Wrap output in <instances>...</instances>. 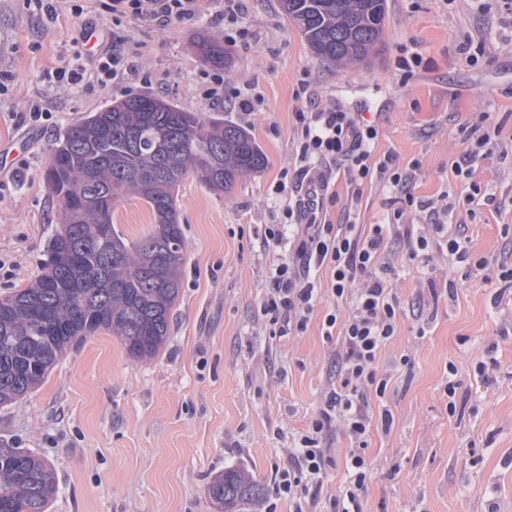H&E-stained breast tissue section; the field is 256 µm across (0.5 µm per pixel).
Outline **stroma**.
I'll return each instance as SVG.
<instances>
[{
    "label": "stroma",
    "instance_id": "1",
    "mask_svg": "<svg viewBox=\"0 0 512 512\" xmlns=\"http://www.w3.org/2000/svg\"><path fill=\"white\" fill-rule=\"evenodd\" d=\"M55 0L47 15L34 0H0V297L41 275L45 250L59 229L62 204L44 180L50 150L72 122L127 97L153 94L187 112L221 118L248 130L268 163L217 194L187 176L177 190L186 262L170 337L158 355L131 359L117 337L102 332L69 351L21 401L0 407V448L32 449L48 462L58 491L49 512H212L211 479L240 469L263 484L245 512H295L276 496L279 468L310 426L336 380L335 341L325 317L346 312L319 271L322 292L296 336H274L260 306L271 261L260 244L265 225L284 223L285 196L275 185L295 170V113L332 105L376 124L377 153L393 152L416 166L415 199L446 205L470 182L488 194L475 217L450 224L486 269L410 260L413 235L429 219L403 218L411 238L388 245L389 287L400 316L378 370L390 374L370 413L389 410V428L371 424L370 463L361 493L364 512H512V306L495 304L498 265L512 245V15L479 0H386L385 47L365 65L317 60L278 0H240L253 31L247 44L225 43L219 70L196 55L206 32L223 41L224 0L206 15L162 25L129 18L113 26L100 0ZM125 40L132 74L108 84L85 73L79 85L52 80L58 68L89 63ZM422 58L412 75L397 68L404 52ZM223 78L218 98L204 97L211 76ZM308 94H301V85ZM256 100L244 114V97ZM39 106L53 122L21 126L18 112ZM500 142L481 159L471 181L454 161L463 135L482 116ZM327 203L331 223L384 224L399 203L382 185L347 196L348 171L332 166ZM112 221L125 238L145 236L152 222L135 195L120 197ZM453 295H446V287ZM493 361L486 373L480 362ZM456 390H449V382ZM332 457L311 512H331L348 486L353 443L341 426L322 438Z\"/></svg>",
    "mask_w": 512,
    "mask_h": 512
}]
</instances>
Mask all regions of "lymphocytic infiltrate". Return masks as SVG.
<instances>
[{"label": "lymphocytic infiltrate", "mask_w": 512, "mask_h": 512, "mask_svg": "<svg viewBox=\"0 0 512 512\" xmlns=\"http://www.w3.org/2000/svg\"><path fill=\"white\" fill-rule=\"evenodd\" d=\"M105 11L112 16L113 25L123 19L136 17L167 23L190 19L203 14L211 0H101ZM299 166L293 176L280 178L275 190L288 195L284 209L285 224H269L264 229V248L279 246L285 234H292L294 255L280 261L269 280L261 311L275 326L277 335L291 336L307 327L306 314L320 294L314 271L329 273L331 293L348 297L349 312L340 316L328 314L324 320L326 335L335 336L339 372L335 388L326 397L320 411L307 431L301 434L300 457L289 462L282 471L278 493L294 501L305 500L312 487L320 485L329 462L328 451L320 445V435L332 423H342L354 439H362L372 418L367 411L369 394L383 395L388 375L379 373L377 359L382 348L394 337L399 306L391 295L383 275V261L389 241L407 235L401 219L405 209L429 210L425 201H416L409 188L415 178L410 169L400 168L398 158L387 152L375 156L378 139L375 125L364 121L359 113L336 106L299 112L295 115ZM491 142L489 133L473 127L460 161L455 162L457 176L470 180V191L464 199H452L449 209L460 205H476L484 199L480 184L472 182L473 165L483 157ZM347 164L352 186V198H360L365 184L382 183L402 197L403 207L396 210L388 224H333L319 216L322 200L302 198L304 183H318L321 192H328L331 174L329 166L336 161ZM444 222H433L436 233L442 232ZM418 236L410 252L411 258L430 262L434 253L447 251L456 262H473L483 268V260H471L469 250L460 237L451 235L443 240ZM352 470L345 492L333 500L336 512H362L360 492L368 473L363 449H350L347 455Z\"/></svg>", "instance_id": "1"}]
</instances>
